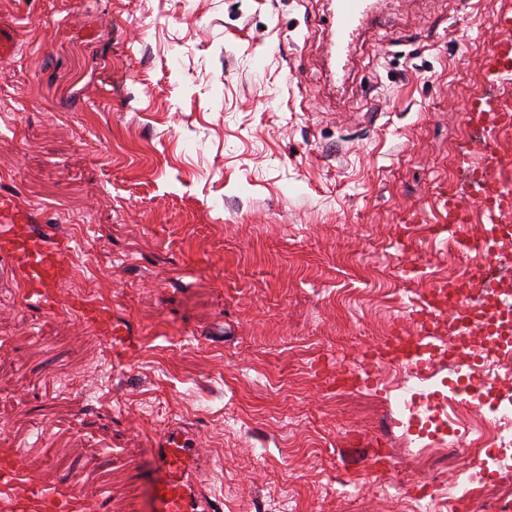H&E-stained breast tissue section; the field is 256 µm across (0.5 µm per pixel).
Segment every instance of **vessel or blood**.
<instances>
[{
  "instance_id": "vessel-or-blood-1",
  "label": "vessel or blood",
  "mask_w": 512,
  "mask_h": 512,
  "mask_svg": "<svg viewBox=\"0 0 512 512\" xmlns=\"http://www.w3.org/2000/svg\"><path fill=\"white\" fill-rule=\"evenodd\" d=\"M368 10V0H335L332 12L336 41L354 36ZM499 33L485 69L488 94L465 108L466 123L480 133L481 144L466 148L460 160L473 175L465 191L482 213L484 223L499 219L502 204H512V164L496 152L502 133L512 130V108L504 106L498 88L512 87V11L493 18ZM18 44L13 25L0 20V64H7ZM37 208L9 191L0 192V257L10 263L28 309L38 316H66L95 330L113 362L128 360L132 334L127 324L79 294L66 293L70 275L68 236L47 229ZM155 478L152 512H211L194 480L199 464L196 440L184 427L171 424L154 441ZM0 512H112V501L101 496L89 503L73 480H45L35 475L28 453L0 451Z\"/></svg>"
}]
</instances>
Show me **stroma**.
<instances>
[{"instance_id": "obj_1", "label": "stroma", "mask_w": 512, "mask_h": 512, "mask_svg": "<svg viewBox=\"0 0 512 512\" xmlns=\"http://www.w3.org/2000/svg\"><path fill=\"white\" fill-rule=\"evenodd\" d=\"M376 3L338 77L329 0H0L22 40L0 189L65 217L68 292L138 342L113 363L0 273V449L62 448L114 512H151L170 423L222 512H414L412 483L456 475L457 448L401 447L395 391L336 367L463 265L448 174L512 0Z\"/></svg>"}]
</instances>
